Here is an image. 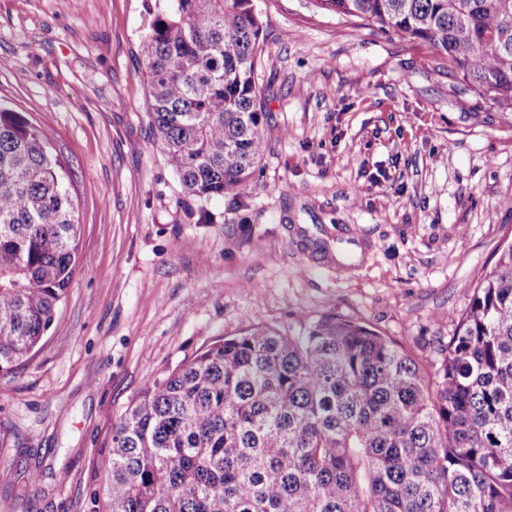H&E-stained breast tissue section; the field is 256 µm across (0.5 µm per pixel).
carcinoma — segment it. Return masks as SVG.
<instances>
[{"instance_id": "obj_1", "label": "carcinoma", "mask_w": 512, "mask_h": 512, "mask_svg": "<svg viewBox=\"0 0 512 512\" xmlns=\"http://www.w3.org/2000/svg\"><path fill=\"white\" fill-rule=\"evenodd\" d=\"M420 40L512 111V0H313ZM139 53L153 135L185 192L221 197L267 148L253 0H156ZM42 129L0 104V376L53 326L80 224ZM428 371L324 315L249 326L148 384L112 427L91 512H512V244L465 291Z\"/></svg>"}]
</instances>
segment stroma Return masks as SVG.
Here are the masks:
<instances>
[{"mask_svg":"<svg viewBox=\"0 0 512 512\" xmlns=\"http://www.w3.org/2000/svg\"><path fill=\"white\" fill-rule=\"evenodd\" d=\"M254 4L269 148L246 187L200 200L149 124L147 0H0V103L42 128L81 224L55 323L0 376L12 512H89L135 396L246 326L334 314L432 364L512 243V112L420 41Z\"/></svg>","mask_w":512,"mask_h":512,"instance_id":"1","label":"stroma"}]
</instances>
